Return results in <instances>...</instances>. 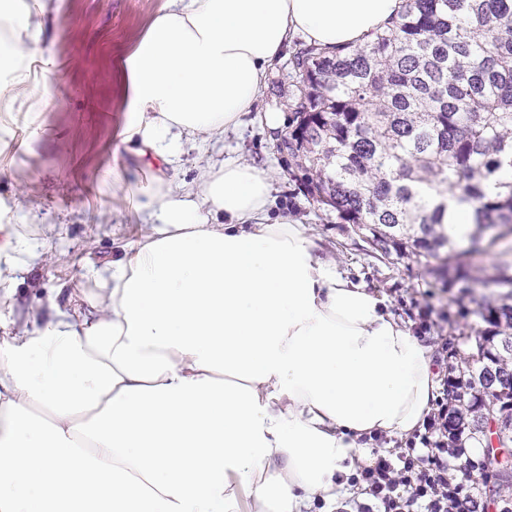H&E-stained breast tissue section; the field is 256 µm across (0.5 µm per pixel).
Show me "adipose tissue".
I'll return each instance as SVG.
<instances>
[{
  "label": "adipose tissue",
  "mask_w": 512,
  "mask_h": 512,
  "mask_svg": "<svg viewBox=\"0 0 512 512\" xmlns=\"http://www.w3.org/2000/svg\"><path fill=\"white\" fill-rule=\"evenodd\" d=\"M60 0L12 19L30 58ZM403 0H166L128 60L126 151L158 162L149 230L76 307L0 340V512H334L376 439L439 399L434 349L299 224L264 170L186 185L183 140L242 125L294 37L358 47ZM38 257L0 221V306Z\"/></svg>",
  "instance_id": "adipose-tissue-1"
}]
</instances>
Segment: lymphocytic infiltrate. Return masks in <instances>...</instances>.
<instances>
[{
	"instance_id": "lymphocytic-infiltrate-1",
	"label": "lymphocytic infiltrate",
	"mask_w": 512,
	"mask_h": 512,
	"mask_svg": "<svg viewBox=\"0 0 512 512\" xmlns=\"http://www.w3.org/2000/svg\"><path fill=\"white\" fill-rule=\"evenodd\" d=\"M447 416V405H440L420 447L380 455L373 465L358 467L350 482L368 499L350 500L345 512H448L464 487L448 479Z\"/></svg>"
}]
</instances>
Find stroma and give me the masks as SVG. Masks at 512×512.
<instances>
[{
    "mask_svg": "<svg viewBox=\"0 0 512 512\" xmlns=\"http://www.w3.org/2000/svg\"><path fill=\"white\" fill-rule=\"evenodd\" d=\"M164 0H62L42 43L53 65L41 56L29 62L30 83L45 90L40 127L0 124V214L42 254L17 288L21 301L47 315L51 303L89 293L90 268H103L121 245L144 232L141 206L151 183L143 163L123 150L120 131L128 96L127 60L159 13ZM294 93L288 58L271 68L244 124L208 149L185 146L176 166L184 181L211 161L235 158L269 171L275 180L274 215L302 225L336 260L350 280L384 298L396 318L434 346L449 325L480 327L473 306L458 289H445L435 275L395 255L380 260L371 245L318 209L298 188L273 145L288 132ZM280 117L269 127L267 114ZM118 215L119 223L108 221Z\"/></svg>",
    "mask_w": 512,
    "mask_h": 512,
    "instance_id": "stroma-1",
    "label": "stroma"
}]
</instances>
